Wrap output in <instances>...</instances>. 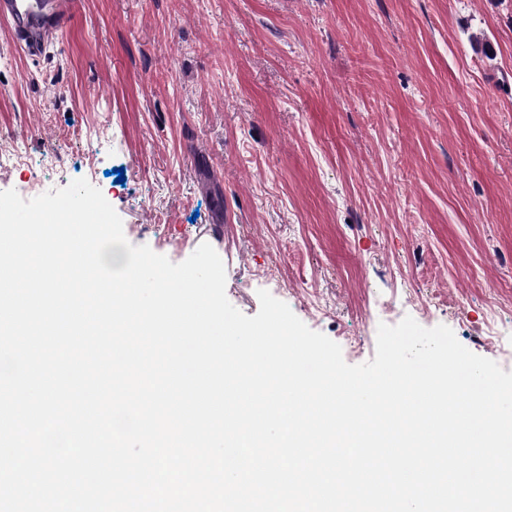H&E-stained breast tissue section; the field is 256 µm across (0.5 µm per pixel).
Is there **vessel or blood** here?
<instances>
[{"mask_svg":"<svg viewBox=\"0 0 512 512\" xmlns=\"http://www.w3.org/2000/svg\"><path fill=\"white\" fill-rule=\"evenodd\" d=\"M75 6V0H0V19L21 50L38 56L69 28Z\"/></svg>","mask_w":512,"mask_h":512,"instance_id":"1","label":"vessel or blood"}]
</instances>
